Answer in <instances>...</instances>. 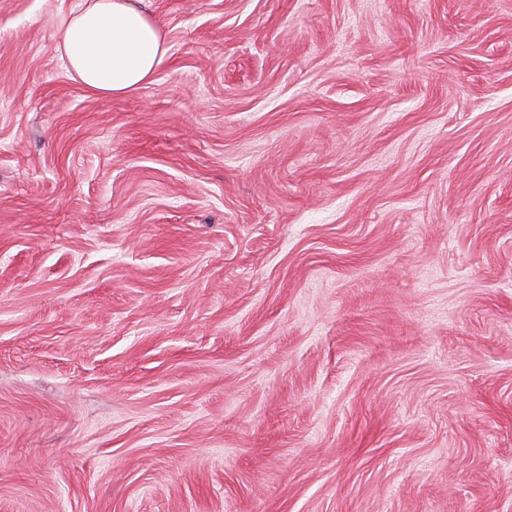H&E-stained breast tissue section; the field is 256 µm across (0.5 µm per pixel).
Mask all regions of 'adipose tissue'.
I'll return each instance as SVG.
<instances>
[{"mask_svg": "<svg viewBox=\"0 0 512 512\" xmlns=\"http://www.w3.org/2000/svg\"><path fill=\"white\" fill-rule=\"evenodd\" d=\"M69 72L102 96H122L148 82L167 48L146 0H83L58 33Z\"/></svg>", "mask_w": 512, "mask_h": 512, "instance_id": "adipose-tissue-1", "label": "adipose tissue"}]
</instances>
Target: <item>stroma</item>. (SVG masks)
I'll return each mask as SVG.
<instances>
[{"label": "stroma", "instance_id": "35a3bbf8", "mask_svg": "<svg viewBox=\"0 0 512 512\" xmlns=\"http://www.w3.org/2000/svg\"><path fill=\"white\" fill-rule=\"evenodd\" d=\"M0 0V512H512V0H151L119 97Z\"/></svg>", "mask_w": 512, "mask_h": 512}]
</instances>
